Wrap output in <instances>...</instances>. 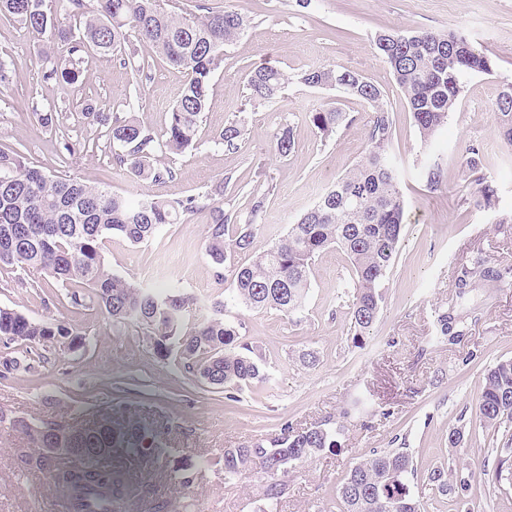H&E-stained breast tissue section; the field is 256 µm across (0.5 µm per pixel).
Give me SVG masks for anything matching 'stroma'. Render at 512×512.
I'll list each match as a JSON object with an SVG mask.
<instances>
[{"label":"stroma","mask_w":512,"mask_h":512,"mask_svg":"<svg viewBox=\"0 0 512 512\" xmlns=\"http://www.w3.org/2000/svg\"><path fill=\"white\" fill-rule=\"evenodd\" d=\"M210 7L233 9L247 17L243 35L224 48L215 72L208 108L193 146L164 154L175 180L157 185L133 178L112 164L105 129L83 120L89 102L117 104L136 95L137 118L164 137L171 109L186 75L151 46L138 45V59L149 76L135 83L130 69L109 54L94 53L81 64L77 83L44 79L38 41L15 19L0 15V59L10 80L0 86V144L22 141L28 165L113 192L137 197L182 199L229 179L216 204L247 214L253 197L264 200L263 220L253 252L270 248L290 224L311 208L356 161L368 145L369 105L333 88L289 84L275 102L246 98L251 70L275 67L288 76L317 66L355 70L384 92L393 117L388 152L400 173L406 203L405 224L396 257L384 279L380 315L364 346L350 333L343 287L351 262L339 248L315 260L304 311L294 319L231 303L227 319L243 323L242 339L262 355L268 380L245 388L230 402L184 374L174 360L157 358L143 329L115 326L99 309L68 304L66 288L38 270L0 271V307L34 319L65 321L84 334L69 348L28 347L0 341V365L12 358L27 366L0 378V411L38 422L60 419L87 427H110L136 434L144 447H159L149 459L112 451V465L127 473L139 497L130 512H150L157 494L189 497L195 512H255L259 476L248 473L235 483L206 472L190 488H175L168 463L183 459L202 467L255 434L287 420L303 428L350 410L336 453L289 469L287 495L279 512H339L335 492L347 469L373 449L406 447L417 469L412 489L426 512H512V486L493 484L482 473L485 460L502 442L500 432L484 427L476 409L483 375L490 366L512 359V286L478 284L465 295L454 287L458 269L479 257L512 267V151L494 130L492 103L499 87L512 81V0H312L298 10L295 0H208ZM462 29L493 62L491 73L463 80V91L448 122L422 141L407 102L379 55V31ZM50 108L62 125L43 126L36 113ZM336 110L347 119L330 138H321L310 113ZM244 129L237 148L217 141L225 125ZM290 126L295 149L288 157L275 150V136ZM76 143L67 154L64 142ZM478 147L479 169L469 170V147ZM442 168V182L430 188L426 163ZM497 190L495 211L473 207L478 180ZM207 212L167 225L155 240L131 245L120 236L106 239L103 253L113 273L146 288L170 284L203 305L224 299L206 254ZM454 306L467 318L465 336L433 346L435 308ZM316 352L315 366L301 364L302 352ZM459 428L464 440L450 447L448 434ZM27 441L0 428V512H41L51 492L43 474L29 468ZM465 459L476 476L466 500L426 486L436 468Z\"/></svg>","instance_id":"1"}]
</instances>
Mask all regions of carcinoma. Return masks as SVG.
Listing matches in <instances>:
<instances>
[{
  "label": "carcinoma",
  "mask_w": 512,
  "mask_h": 512,
  "mask_svg": "<svg viewBox=\"0 0 512 512\" xmlns=\"http://www.w3.org/2000/svg\"><path fill=\"white\" fill-rule=\"evenodd\" d=\"M53 0H0V14L18 19L28 33L42 42L40 55L51 67L43 78L60 84L77 82V65L92 51L121 54L135 79L145 76V65L126 52L131 39L153 47L172 66L188 76L170 113L167 138L160 140L134 117L107 112L109 104L88 103L83 116L106 127L117 148L113 163L137 177L156 184L173 180L176 170L156 164L163 152L178 154L193 145L209 99L215 70L224 62V45L239 37L247 26L235 10L212 11L198 4L200 15L178 16L165 9L163 0H58L65 14L78 21L72 29L62 25L52 11ZM375 45L404 94L421 137L429 140L448 122L462 92V79L474 72L488 73L492 60L476 50L460 32L382 31ZM308 87H334L369 104V145L354 166L336 181L319 201L289 225L288 233L269 249L238 265L234 256L250 250L264 201L252 198L249 217L211 204L224 194L225 178L210 190L185 199L159 196L130 199L111 190L45 173L26 164V146L16 141L0 146V269H36L68 289L74 305L101 310L112 325L135 324L149 336L155 355L167 360L172 339L178 338L179 365L184 373L222 389L225 398L237 402L236 393L266 379L262 360L239 341L242 324L225 318L226 305L216 301L202 307L198 299L178 288H143L112 273L102 256V245L117 234L133 245L153 240L160 229L180 223L181 217L204 209L210 220L205 227L206 252L219 280L222 270L231 272L233 300L251 310L276 311L290 318L299 312L310 288V270L316 255L330 246L346 252L352 264L348 309L353 342L360 345L370 334L381 310L382 281L390 268L404 224L405 202L396 167L387 147L393 136V118L384 92L363 75L334 66L310 68L297 75ZM280 70L263 66L250 72L249 96L270 102L288 87ZM495 131L503 146L512 150V82L499 89L492 105ZM313 126L331 136L345 120L342 112H313ZM243 136L236 122L224 127L220 140L232 148ZM292 128L283 127L276 137V151L286 157L294 149ZM475 204L485 211L496 209V190L487 181L474 192ZM512 270L479 258L457 273L456 288L463 294L478 282L504 283ZM466 320L448 309L436 313L435 341L453 342L464 335ZM75 332L64 321H37L8 308H0V337L55 345L53 336ZM478 410L484 424L502 430L505 439L495 449L494 465L484 474L495 484L512 485V360L498 362L484 374ZM339 418L296 428L280 423L274 434H260L221 456L209 459L204 469L224 474L231 483L246 472L262 474L256 512H278L287 491L281 478L283 460L299 466L322 453L340 447L336 436L345 426ZM25 435L34 449L26 464L46 473L48 485L62 490L66 512H126L136 488L125 473L112 467V428H78L66 421L35 424L0 413V425ZM50 429L67 433L68 444L81 448L82 459L61 469L50 465L44 448ZM415 469L402 448L375 449L351 465L338 488L340 512H422L423 504L410 487ZM473 472L468 467L438 468L427 476V485L465 499Z\"/></svg>",
  "instance_id": "1"
}]
</instances>
